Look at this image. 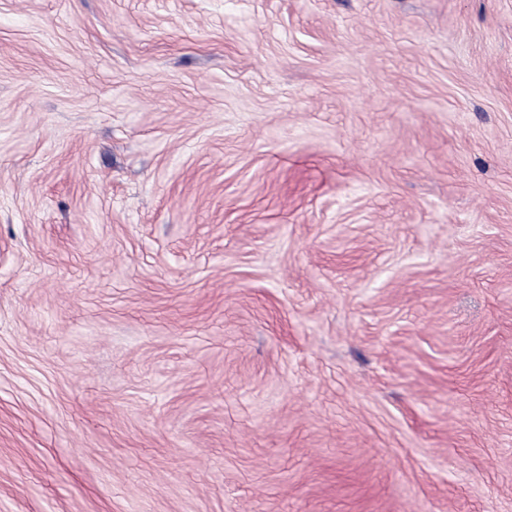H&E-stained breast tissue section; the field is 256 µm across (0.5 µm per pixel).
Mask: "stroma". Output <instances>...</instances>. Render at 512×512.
I'll return each mask as SVG.
<instances>
[{
    "label": "stroma",
    "instance_id": "35a3bbf8",
    "mask_svg": "<svg viewBox=\"0 0 512 512\" xmlns=\"http://www.w3.org/2000/svg\"><path fill=\"white\" fill-rule=\"evenodd\" d=\"M0 512H512V0H0Z\"/></svg>",
    "mask_w": 512,
    "mask_h": 512
}]
</instances>
